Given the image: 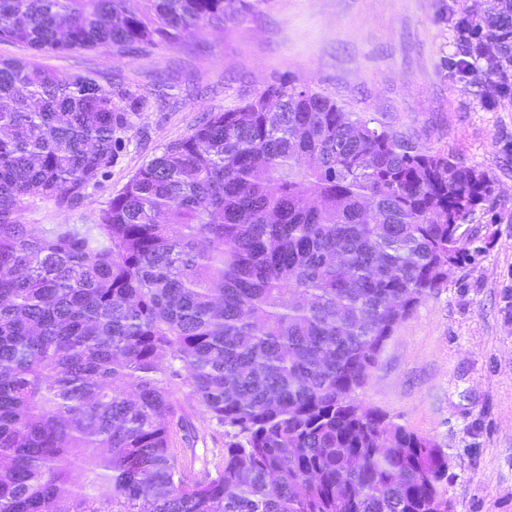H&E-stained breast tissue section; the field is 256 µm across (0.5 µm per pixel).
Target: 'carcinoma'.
<instances>
[{
	"label": "carcinoma",
	"mask_w": 512,
	"mask_h": 512,
	"mask_svg": "<svg viewBox=\"0 0 512 512\" xmlns=\"http://www.w3.org/2000/svg\"><path fill=\"white\" fill-rule=\"evenodd\" d=\"M238 4L0 0V42L121 57ZM461 41L512 92V0ZM149 106L0 58V512H448L447 456L356 394L468 256L490 177L277 83L165 146L95 224L21 222L83 200ZM196 416L224 456L192 478Z\"/></svg>",
	"instance_id": "carcinoma-1"
}]
</instances>
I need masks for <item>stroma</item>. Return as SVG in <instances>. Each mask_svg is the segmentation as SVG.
Here are the masks:
<instances>
[{"instance_id":"35a3bbf8","label":"stroma","mask_w":512,"mask_h":512,"mask_svg":"<svg viewBox=\"0 0 512 512\" xmlns=\"http://www.w3.org/2000/svg\"><path fill=\"white\" fill-rule=\"evenodd\" d=\"M495 0H244L235 21L177 44L117 58L105 49L44 52L0 43L1 58H37L61 76L89 75L159 94L131 119L106 178L76 207L39 201L36 229L91 224L109 199L168 143L211 112L264 86L307 82L420 147L483 170L492 198L462 231L476 251L395 327L359 393L367 406L432 439L448 457L454 512H512V99L461 67L460 21ZM188 468L216 467L224 431L196 422Z\"/></svg>"}]
</instances>
